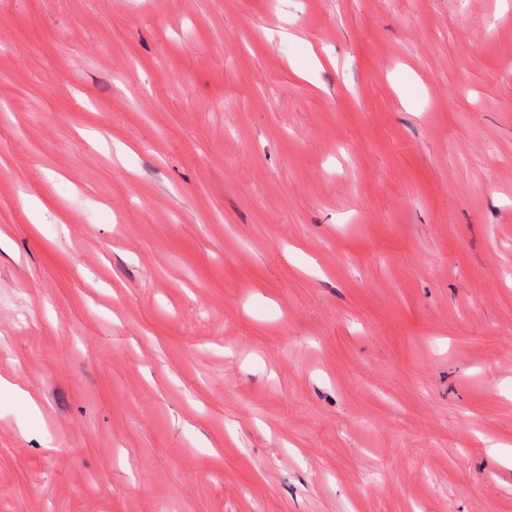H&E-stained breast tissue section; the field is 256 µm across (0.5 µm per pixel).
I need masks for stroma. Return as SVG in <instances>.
I'll list each match as a JSON object with an SVG mask.
<instances>
[{"mask_svg":"<svg viewBox=\"0 0 512 512\" xmlns=\"http://www.w3.org/2000/svg\"><path fill=\"white\" fill-rule=\"evenodd\" d=\"M0 102V512H512V0H0Z\"/></svg>","mask_w":512,"mask_h":512,"instance_id":"stroma-1","label":"stroma"}]
</instances>
